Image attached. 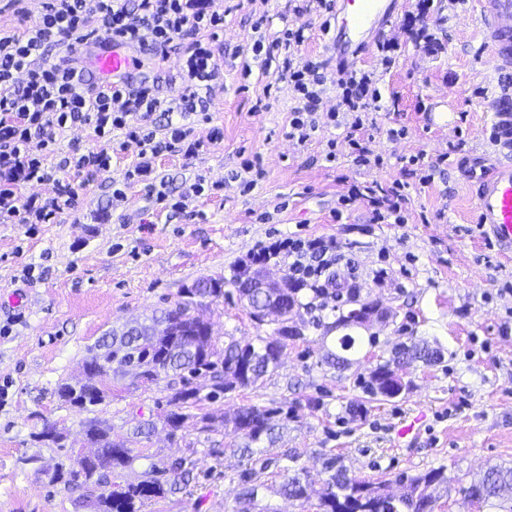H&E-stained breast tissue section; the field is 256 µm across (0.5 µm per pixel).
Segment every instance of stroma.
I'll list each match as a JSON object with an SVG mask.
<instances>
[{
  "mask_svg": "<svg viewBox=\"0 0 512 512\" xmlns=\"http://www.w3.org/2000/svg\"><path fill=\"white\" fill-rule=\"evenodd\" d=\"M223 5L220 76L208 116L192 122L198 137L218 126L224 139L190 158L165 153L157 164L175 186L224 182L223 196L197 198L175 214L146 185L132 184L123 200L109 202L113 183H123L136 154L135 144L119 135L110 170L80 192L75 209L58 223L0 224V326L10 327L9 335H0V512H93L79 490L51 483L65 451L35 440L47 424L84 453L94 450L83 434L88 417L109 425L114 442L134 456L117 474L123 483L144 480L152 465L186 454L188 431L173 434L160 424L151 436L137 432L141 422L165 410L166 380L144 386L123 376L91 413L63 404L57 388L84 380L87 349L102 336L130 322L150 323L182 289L207 276H231L250 253L288 236L332 244L340 286H360L362 298L380 302L388 316L369 329L376 345H363L358 364L344 371L323 364L319 331L310 328L305 338L289 341L273 373L210 405L218 419L213 446L233 444L221 420L241 406L286 404L292 414L280 424L277 446L296 451L310 473L320 471L319 455L328 450L350 475L374 482L443 465L455 489L437 500L434 512H502L467 499L462 489L486 465L512 466V261L500 247L486 245L477 224L476 184L449 165L423 184L403 163L419 154L433 165L448 149L461 156L488 145L490 114L483 102L504 86L505 76L486 62L476 0H406L384 35L397 45L391 65L382 66L375 50L359 64V71L377 72L388 106L371 130V148L384 158L380 168L353 161L342 146V127L320 124L303 146L288 139L295 101L276 64L254 67L247 78L241 74L243 51L256 36L270 41L283 28L304 27L299 54L324 65L322 109H334L340 89L322 15H295L286 0H266L267 22L257 32L246 0ZM437 97L454 104L441 131L426 121ZM400 127L406 136L390 140L388 129ZM332 140L340 148L329 163L324 155ZM253 155L264 175L244 192L229 176ZM396 180L407 185L406 223H372L361 203L339 207V196L351 186ZM30 265L37 276L26 277ZM17 290L27 294L28 308L9 303ZM207 317L221 342H252L271 331L233 302L212 306ZM407 339L440 347L443 361L417 365L401 397L370 399L358 375ZM420 412L426 419L418 434L397 438L400 424ZM195 459L199 485L193 493L146 503L143 512H236L244 460L202 452ZM257 481L264 486V512H319L318 493L304 503L283 497L274 469L260 472Z\"/></svg>",
  "mask_w": 512,
  "mask_h": 512,
  "instance_id": "stroma-1",
  "label": "stroma"
}]
</instances>
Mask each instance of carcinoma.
<instances>
[{"label":"carcinoma","instance_id":"cac0c4a2","mask_svg":"<svg viewBox=\"0 0 512 512\" xmlns=\"http://www.w3.org/2000/svg\"><path fill=\"white\" fill-rule=\"evenodd\" d=\"M257 271L255 262H241L231 277L222 275L205 277L182 290L178 300L153 319L152 325L142 327L134 336H114L112 342L98 341L89 349L87 361L99 365L94 378L71 384L64 382L58 387L60 399L73 407L89 409L112 393V376L127 374L125 367L134 365L140 370V378L154 382L161 377L169 379L171 394L167 404L171 409L163 414V422L175 433L185 427L190 419H197L198 436L188 442V454L171 459L164 467H155L148 477L137 483H118L112 480L117 470L128 467L133 456L130 451L111 439V428L91 419L85 423V435L96 446L94 458L70 459L69 465L59 464L51 475V482L71 484L81 480L82 497L97 512H139L138 505L149 500L165 499L186 491L197 479L194 474L192 455L202 444L201 435L211 431L213 415L205 411L206 404L223 400L228 394L255 385L267 374L278 368L281 351L288 340L301 338L304 332L298 328L285 335L276 326L266 336L257 337V343L242 347L236 341L218 345L208 334L206 312L210 306L233 296L238 300L249 297L245 308L251 321L264 324L259 311L271 298L284 309V320L294 318L300 309L310 314L309 324L323 329V337L340 331L332 346L325 347L322 362L340 371L351 368L356 360L363 339L358 331L365 328L363 322L351 315L347 305L362 303L360 289L342 290L336 287V274L325 280H315L303 287L287 278V287L275 293L256 288L246 293L244 281ZM441 351L425 341L402 345L396 343L390 349L389 358L378 362L360 377L363 392L375 398L386 397V390L399 386L411 368L422 363L426 366L438 363ZM208 381L209 391L201 394L197 380ZM197 413L192 414L190 410ZM288 419L284 407L243 406L233 420L232 433L242 439V446L232 449L242 457L252 458L254 446L277 439L275 419ZM276 467L283 473L280 493L293 501L308 499L310 474L299 464V456L291 451L263 454L254 460V466L238 474L240 490L236 500L237 512H255L261 485L255 482L257 471ZM324 491L320 496L321 512H433L438 491L451 492L446 468L440 466L417 475L400 474L396 481L403 485V492L392 499L389 482H371L347 473L334 454L321 455ZM460 492L478 502L509 500L512 502V467L492 465L487 467L469 486Z\"/></svg>","mask_w":512,"mask_h":512}]
</instances>
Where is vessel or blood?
Instances as JSON below:
<instances>
[{"label":"vessel or blood","mask_w":512,"mask_h":512,"mask_svg":"<svg viewBox=\"0 0 512 512\" xmlns=\"http://www.w3.org/2000/svg\"><path fill=\"white\" fill-rule=\"evenodd\" d=\"M479 21L493 71L512 70V0H479ZM399 0H336L334 35L326 50L336 71H355L367 55L371 35L388 25L400 10ZM491 114L489 150L459 158L457 171L475 180L479 224L504 249L512 248V89L500 90L487 101Z\"/></svg>","instance_id":"vessel-or-blood-1"}]
</instances>
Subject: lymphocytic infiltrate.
Segmentation results:
<instances>
[{
  "label": "lymphocytic infiltrate",
  "instance_id": "f902f5d3",
  "mask_svg": "<svg viewBox=\"0 0 512 512\" xmlns=\"http://www.w3.org/2000/svg\"><path fill=\"white\" fill-rule=\"evenodd\" d=\"M17 14H30L29 0H11ZM33 15V14H30ZM31 25L18 33L0 35V223L54 224L74 209L83 186L110 170L114 132H124L137 147V161L126 180L147 182L157 201H172L185 209L189 200L223 192L220 182L197 180L172 192L155 173L164 152L179 150L198 155L206 145L222 139L220 128L207 138L197 137L189 116L208 111L213 84L219 74L215 44L224 32V12L215 0H44ZM186 47L177 58L182 85L177 94L161 95L155 80L127 77L80 80L62 63L48 62L54 47L69 51L103 50L117 43L133 50L132 66L142 69L144 54L155 63L168 60L175 41ZM303 30L286 29L272 43L256 39L253 59L277 60L278 72L296 105L288 114V136L297 144L309 141L317 129L316 114L325 92V76L318 63L299 57ZM341 96L329 113L335 126H346L349 155L364 166L381 165L365 136L369 116L384 111L382 95L370 72H354L339 79ZM83 127L94 145L75 157L78 180L55 176L46 165L58 132ZM53 182L46 199L24 187ZM342 204H368L377 224L402 223L408 203L405 183L351 187ZM329 245L320 239L285 238L255 253V260L283 257L288 273L305 284L332 266Z\"/></svg>",
  "mask_w": 512,
  "mask_h": 512
}]
</instances>
